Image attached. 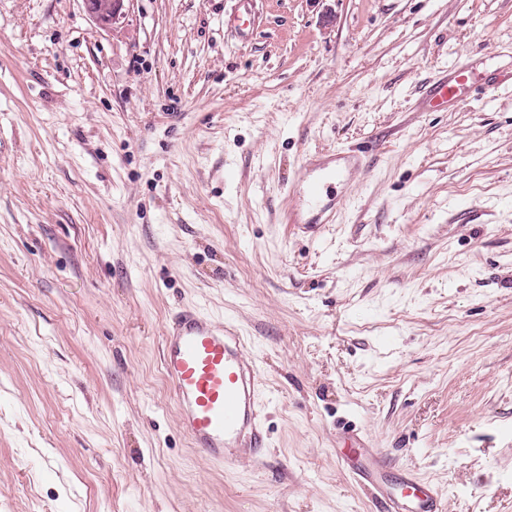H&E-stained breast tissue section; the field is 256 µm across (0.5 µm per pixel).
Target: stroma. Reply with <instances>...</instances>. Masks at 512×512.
Segmentation results:
<instances>
[{"instance_id": "stroma-1", "label": "stroma", "mask_w": 512, "mask_h": 512, "mask_svg": "<svg viewBox=\"0 0 512 512\" xmlns=\"http://www.w3.org/2000/svg\"><path fill=\"white\" fill-rule=\"evenodd\" d=\"M0 0V512H380L350 429L512 512V84L418 111L467 57L512 74V0ZM374 146L296 233L315 153ZM250 337L269 450L181 431L172 312ZM125 2L128 0H82L86 13L102 29L117 30L126 16Z\"/></svg>"}]
</instances>
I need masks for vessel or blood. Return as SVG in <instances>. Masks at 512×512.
I'll return each instance as SVG.
<instances>
[{
    "label": "vessel or blood",
    "instance_id": "vessel-or-blood-1",
    "mask_svg": "<svg viewBox=\"0 0 512 512\" xmlns=\"http://www.w3.org/2000/svg\"><path fill=\"white\" fill-rule=\"evenodd\" d=\"M470 79V67L456 64L429 87L425 110L465 105ZM358 161V155L334 152L309 160L296 185L299 209L287 214V223L313 234L331 223L336 207L332 191ZM246 344L235 324L216 321L197 309L177 313L162 339V362L179 426L194 448L225 468L258 456L266 446L258 404L261 371ZM381 495L387 512H446L438 486L411 472L397 486L382 489Z\"/></svg>",
    "mask_w": 512,
    "mask_h": 512
}]
</instances>
